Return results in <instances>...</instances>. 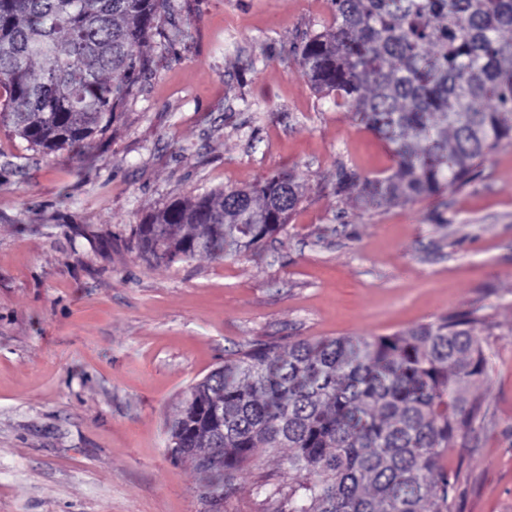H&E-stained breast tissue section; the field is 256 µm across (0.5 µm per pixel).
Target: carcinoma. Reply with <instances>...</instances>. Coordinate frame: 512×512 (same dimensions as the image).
Instances as JSON below:
<instances>
[{"label":"carcinoma","instance_id":"cac0c4a2","mask_svg":"<svg viewBox=\"0 0 512 512\" xmlns=\"http://www.w3.org/2000/svg\"><path fill=\"white\" fill-rule=\"evenodd\" d=\"M333 25L295 47L318 94L393 145L396 171L334 191L369 205L462 185L512 137V0H330ZM172 0H0V122L44 152L81 147L150 70L132 47L184 37L159 26ZM302 199L291 172L174 198L134 225L157 263L257 252ZM488 360L468 314L393 336L270 343L190 388L167 448L236 492L257 448H288L276 512H450L442 455L481 411Z\"/></svg>","mask_w":512,"mask_h":512}]
</instances>
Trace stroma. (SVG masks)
<instances>
[{
    "instance_id": "stroma-1",
    "label": "stroma",
    "mask_w": 512,
    "mask_h": 512,
    "mask_svg": "<svg viewBox=\"0 0 512 512\" xmlns=\"http://www.w3.org/2000/svg\"><path fill=\"white\" fill-rule=\"evenodd\" d=\"M175 2L183 41L135 46L152 67L105 134L47 154L0 125V512H209L165 424L226 358L465 311L485 415L440 465L451 512H512V139L434 196L338 197L337 168L371 181L395 159L293 52L330 27V0ZM272 170L303 197L260 252L138 256L130 228L161 204ZM287 455L257 449L220 512H274L256 488Z\"/></svg>"
}]
</instances>
